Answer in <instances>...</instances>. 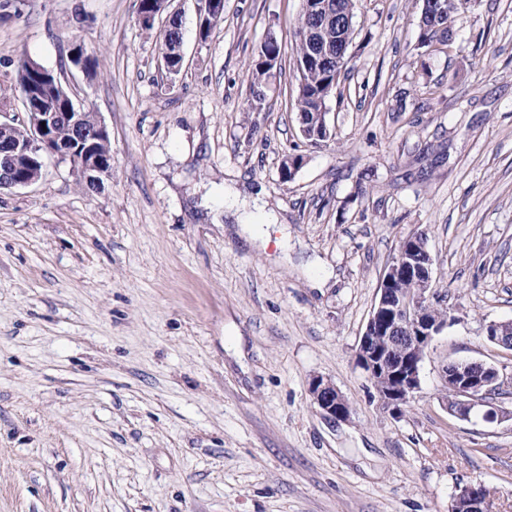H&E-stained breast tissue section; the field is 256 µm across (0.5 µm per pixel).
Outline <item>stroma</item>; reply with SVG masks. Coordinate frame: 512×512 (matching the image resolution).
I'll return each mask as SVG.
<instances>
[{
  "mask_svg": "<svg viewBox=\"0 0 512 512\" xmlns=\"http://www.w3.org/2000/svg\"><path fill=\"white\" fill-rule=\"evenodd\" d=\"M138 5L0 0V120L26 119L28 58L112 146L101 193L54 156L0 189V512H451L469 484L512 512V421L459 420L442 379L494 365L512 409V350L483 335L512 321V0H469L431 47L416 0H357L317 145L292 100L302 0H224L204 40L195 0H175V76L166 16L145 31ZM270 34L280 62L252 111ZM77 44L95 77L71 66ZM420 232L458 321L395 416L356 350L383 270ZM316 376L349 419L313 403ZM280 45L276 37L270 35L264 43H262L259 47L257 55L254 57L251 62V73L253 77V98L255 93V86L261 83L262 77L265 76L270 70H267L264 65L267 58L270 54L280 55ZM309 392L315 404L333 419L346 420L352 408L345 395L329 380L320 376L312 378Z\"/></svg>",
  "mask_w": 512,
  "mask_h": 512,
  "instance_id": "35a3bbf8",
  "label": "stroma"
}]
</instances>
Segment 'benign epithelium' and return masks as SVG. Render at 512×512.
<instances>
[{
	"label": "benign epithelium",
	"instance_id": "benign-epithelium-1",
	"mask_svg": "<svg viewBox=\"0 0 512 512\" xmlns=\"http://www.w3.org/2000/svg\"><path fill=\"white\" fill-rule=\"evenodd\" d=\"M308 14L316 21L310 32L317 42L318 52L313 60L320 62L336 54V62L346 66L348 49L353 38L352 18L336 22L343 32L336 47L324 41L323 26L339 15L336 0H303ZM71 120L78 132L76 142L85 147L86 154L97 152L94 160L99 167L112 163L109 132L93 112H29L26 125L30 128V143L17 146L14 154L0 168L1 188H23L34 184L39 176L15 171L24 167H43L44 157L56 155L70 160L65 149L53 142V126L60 116ZM433 258L428 246H417L416 238L398 247L396 255L380 277L378 298L369 315L365 331L356 352L359 366L373 382L381 406L393 415H401L420 389V371L429 347L436 336L457 322L453 311L445 309L446 296L433 288ZM401 278H411L417 288L404 292L395 287ZM487 340L506 349L512 348V321L491 322L486 326ZM446 384L454 398L448 410L462 420L480 412L487 422L512 420V411L495 405L491 393L498 389L503 378L499 370L482 361L453 362L443 368ZM309 392L315 404L333 419L346 420L352 408L345 395L329 380L312 378ZM483 486L466 485L456 496L452 512H485Z\"/></svg>",
	"mask_w": 512,
	"mask_h": 512
}]
</instances>
